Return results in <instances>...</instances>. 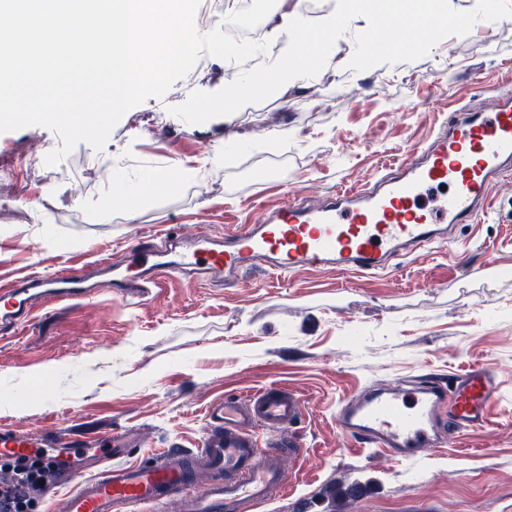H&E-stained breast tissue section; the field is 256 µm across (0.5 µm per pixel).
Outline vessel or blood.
Listing matches in <instances>:
<instances>
[{
    "mask_svg": "<svg viewBox=\"0 0 512 512\" xmlns=\"http://www.w3.org/2000/svg\"><path fill=\"white\" fill-rule=\"evenodd\" d=\"M412 34L405 20L394 17L385 35L368 44L405 45ZM507 166L512 90L500 93L488 111L451 113L417 160L384 167L373 181L323 203L295 195L266 210L258 223L239 225L222 237L203 235L182 248L161 229L128 246L122 270L102 261L92 269L33 270L1 284L0 333L24 326L47 305L87 301L102 290L138 299L167 275L190 283L216 277L230 283L262 265L280 275L325 267L383 272L394 256L444 243L455 225L475 222L486 211L490 183ZM498 399L494 369L473 366L446 381L420 374L362 387L338 403L336 422L343 437L360 447L412 462L481 426ZM303 410L300 398L280 385L245 398L216 399L200 447L168 448L134 465L117 463L135 445L128 429L104 432L90 447L72 433L34 436L0 428V453L80 450V465L56 481L61 491L54 496V512H139L170 501L180 512H254L282 492L285 459L305 452L292 433Z\"/></svg>",
    "mask_w": 512,
    "mask_h": 512,
    "instance_id": "obj_1",
    "label": "vessel or blood"
}]
</instances>
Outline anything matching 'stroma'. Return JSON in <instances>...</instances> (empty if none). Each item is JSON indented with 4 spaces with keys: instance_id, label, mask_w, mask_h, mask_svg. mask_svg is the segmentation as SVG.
<instances>
[{
    "instance_id": "1",
    "label": "stroma",
    "mask_w": 512,
    "mask_h": 512,
    "mask_svg": "<svg viewBox=\"0 0 512 512\" xmlns=\"http://www.w3.org/2000/svg\"><path fill=\"white\" fill-rule=\"evenodd\" d=\"M489 5L451 0L473 25L468 36L448 30L431 41L416 30L371 71L351 65L370 23L359 16L324 67L228 116L209 106L232 71L201 55L163 96L126 112L102 149L78 144L55 166L45 163L62 145L55 131L0 133V280L102 257L120 265L130 242L159 227L220 235L289 194L319 202L416 156L449 102L485 110L512 85V0H497L491 19ZM282 125L287 138H274ZM220 148L223 166L204 167ZM157 169L203 175L99 213L102 173L135 182ZM488 201L451 242L375 275L253 272L231 288L173 277L133 301L104 290L88 304L40 310L0 337V426L90 440L133 428L142 442L127 459L144 461L172 445L198 447L212 400L282 385L305 401L294 431L308 452L258 512H512V170ZM476 365L498 371L503 400L484 426L416 464L357 450L336 426L339 400L365 385ZM353 484L363 495L342 503Z\"/></svg>"
}]
</instances>
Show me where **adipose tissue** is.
Here are the masks:
<instances>
[{
	"instance_id": "ef3b65f1",
	"label": "adipose tissue",
	"mask_w": 512,
	"mask_h": 512,
	"mask_svg": "<svg viewBox=\"0 0 512 512\" xmlns=\"http://www.w3.org/2000/svg\"><path fill=\"white\" fill-rule=\"evenodd\" d=\"M358 0H336V8L322 22L317 34H309L300 8L279 15L275 29L283 38L279 57L264 67L246 73L234 74L224 84V112H234L242 102L267 92L277 85H293L303 81L314 69L322 67L331 55L340 21H353ZM175 177L168 171H151L140 182L132 184L119 177L109 180V190L99 201L100 211L126 202L135 195L166 191L172 188Z\"/></svg>"
}]
</instances>
